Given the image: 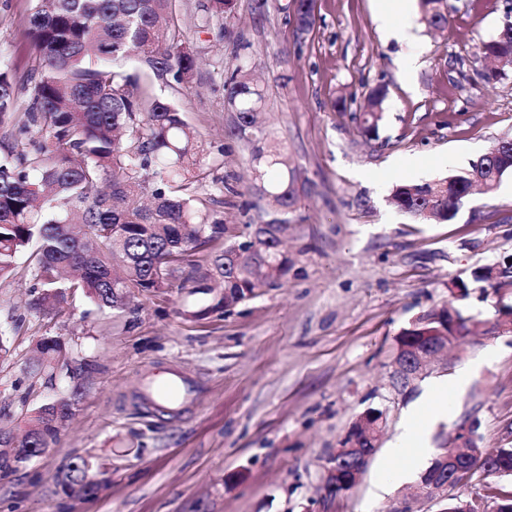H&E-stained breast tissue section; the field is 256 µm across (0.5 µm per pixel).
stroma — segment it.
Returning <instances> with one entry per match:
<instances>
[{"label": "stroma", "instance_id": "1", "mask_svg": "<svg viewBox=\"0 0 512 512\" xmlns=\"http://www.w3.org/2000/svg\"><path fill=\"white\" fill-rule=\"evenodd\" d=\"M207 0H179V22L201 64L191 84H156L200 136L203 168L222 178L224 221L268 224L248 160L234 135L236 114L224 80L242 63L260 74L264 117L287 146L309 192L289 214L288 281L220 314L185 318L208 296L170 288L134 301L135 312H99L68 297L53 319L29 308L26 260L0 282V430L13 437L27 415L55 396L74 402L47 453L0 471V512H438L427 499L404 501L416 472L379 489L387 448L426 383L470 378L436 430L451 433L464 415L480 422L486 448L512 447V335L466 344L452 366L431 369L406 395L390 387L392 343L417 316L451 298L494 320L512 305V288L475 281L485 266L512 265V175L489 195L462 199L454 218L419 223L390 202L393 185L468 168L512 138V65L494 81L477 53L495 37L512 0H444L445 28H428L413 6L414 39L387 38L377 0H314L299 28L295 0H233L221 20ZM32 0H0V55L19 79L34 66L27 35ZM415 58L411 71L400 63ZM388 98L379 137L357 118L370 90ZM59 338L82 363L54 380L31 375L27 361L44 337ZM176 371L201 389L180 412L148 406L146 381ZM385 410L388 428L356 484L338 496L325 488L324 462L367 409ZM106 472L97 494L68 497L59 481L75 458Z\"/></svg>", "mask_w": 512, "mask_h": 512}]
</instances>
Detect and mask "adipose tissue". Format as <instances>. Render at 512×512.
<instances>
[{"mask_svg": "<svg viewBox=\"0 0 512 512\" xmlns=\"http://www.w3.org/2000/svg\"><path fill=\"white\" fill-rule=\"evenodd\" d=\"M448 414V388L434 384L427 399L407 416L400 434L387 450L385 468L388 480L400 479L428 453L430 427Z\"/></svg>", "mask_w": 512, "mask_h": 512, "instance_id": "obj_1", "label": "adipose tissue"}]
</instances>
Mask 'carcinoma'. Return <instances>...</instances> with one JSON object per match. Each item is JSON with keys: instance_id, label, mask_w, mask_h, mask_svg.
I'll use <instances>...</instances> for the list:
<instances>
[{"instance_id": "carcinoma-1", "label": "carcinoma", "mask_w": 512, "mask_h": 512, "mask_svg": "<svg viewBox=\"0 0 512 512\" xmlns=\"http://www.w3.org/2000/svg\"><path fill=\"white\" fill-rule=\"evenodd\" d=\"M176 0H36L28 35L37 68L22 86L20 103L13 62L0 58V125L13 123L12 143L0 147V280L14 275L28 253L38 295L33 309L54 318L66 295L79 292L100 309L129 307L138 293H162L185 265L191 292L211 298L208 313L226 312L256 295V289L285 283L295 259L283 247L288 228L280 218L297 209L306 193L286 146L257 121L264 110L262 79L236 69L224 91L237 108V132L251 144L260 199L279 215L268 228L252 224L238 232L218 210L224 182L201 193V144L176 104L160 98L154 82L188 85L199 66L175 24ZM428 26L444 25L441 0H422ZM489 63L486 80L500 72L491 55L512 54V31L478 46ZM385 96L372 89L362 132L379 138ZM22 113L20 119L15 114ZM36 130L33 149L18 136ZM512 172V142L501 140L458 174L393 187L391 199L418 221L445 223L455 215L453 199L481 181L497 189ZM263 238L268 268L258 258L238 260L225 246L251 235ZM207 251L204 263L193 260ZM440 308L417 317L393 340L392 354L424 337L452 334ZM37 370L53 376L71 369L53 337L35 347ZM73 402L59 398L28 415L21 448L55 442L72 414ZM495 470L502 485L486 497L512 501V448L498 449ZM65 491L92 495L97 481L88 461L67 465Z\"/></svg>"}]
</instances>
